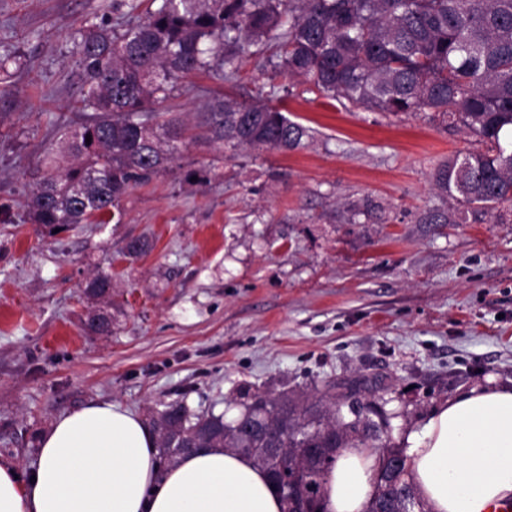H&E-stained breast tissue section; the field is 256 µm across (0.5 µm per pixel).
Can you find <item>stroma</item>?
<instances>
[{"mask_svg":"<svg viewBox=\"0 0 512 512\" xmlns=\"http://www.w3.org/2000/svg\"><path fill=\"white\" fill-rule=\"evenodd\" d=\"M116 0H0V457L26 467L65 413L109 401L150 418L182 401L227 411L240 386L320 398L379 379L392 439L477 386H512V215L424 224L448 207L437 166L483 143L427 115L344 107L243 60L167 106L266 97L311 129L302 150L185 143L175 171L121 199L120 218L54 232L28 194L56 131L79 124L73 36L114 27ZM377 205L372 219L359 215ZM148 238L138 257L127 243ZM112 278V333L85 329L82 288Z\"/></svg>","mask_w":512,"mask_h":512,"instance_id":"35a3bbf8","label":"stroma"}]
</instances>
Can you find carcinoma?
<instances>
[{
	"instance_id": "carcinoma-1",
	"label": "carcinoma",
	"mask_w": 512,
	"mask_h": 512,
	"mask_svg": "<svg viewBox=\"0 0 512 512\" xmlns=\"http://www.w3.org/2000/svg\"><path fill=\"white\" fill-rule=\"evenodd\" d=\"M120 29L89 28L74 41L83 122L61 135L57 166L47 154L27 201L31 223L64 229L105 223L137 185L173 167L186 141L283 152L306 146L310 129L266 101L240 103L213 96L190 127L159 111L179 81L194 73L239 79V61L286 74L326 98L390 114L432 112L486 144L460 152L435 170L434 185L451 202L428 211L426 224H466L512 208V0H161ZM91 143H86V136ZM85 288L112 298V278ZM335 383L318 403L261 396L238 389L242 412L196 414L170 403L152 416L161 463L174 464L206 427L213 448L245 454L265 471L268 448H287L304 471L308 494L297 508L320 507L325 478L340 449H379L374 490L364 512H411L416 492L403 450L378 432L375 392L359 422L344 413Z\"/></svg>"
}]
</instances>
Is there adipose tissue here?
<instances>
[{
	"label": "adipose tissue",
	"mask_w": 512,
	"mask_h": 512,
	"mask_svg": "<svg viewBox=\"0 0 512 512\" xmlns=\"http://www.w3.org/2000/svg\"><path fill=\"white\" fill-rule=\"evenodd\" d=\"M409 480L427 512H489L512 501V387H477L436 407L403 438ZM375 457L341 449L324 512H363ZM266 472L212 448L159 463L157 438L135 412L92 402L46 431L30 476L0 460V512H281Z\"/></svg>",
	"instance_id": "1"
}]
</instances>
